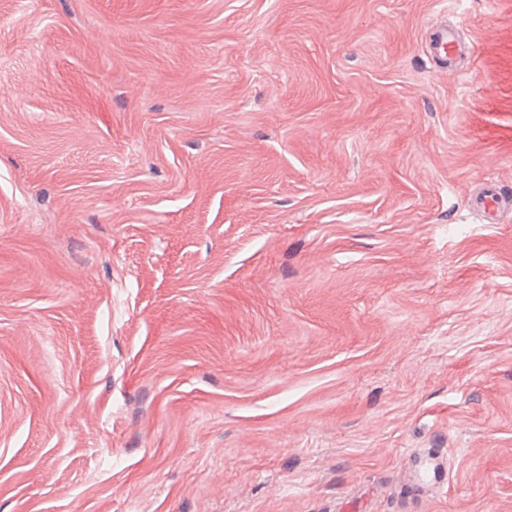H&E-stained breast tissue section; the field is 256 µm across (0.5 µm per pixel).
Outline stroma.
<instances>
[{"mask_svg": "<svg viewBox=\"0 0 512 512\" xmlns=\"http://www.w3.org/2000/svg\"><path fill=\"white\" fill-rule=\"evenodd\" d=\"M492 184L512 0H0V512H512Z\"/></svg>", "mask_w": 512, "mask_h": 512, "instance_id": "stroma-1", "label": "stroma"}]
</instances>
